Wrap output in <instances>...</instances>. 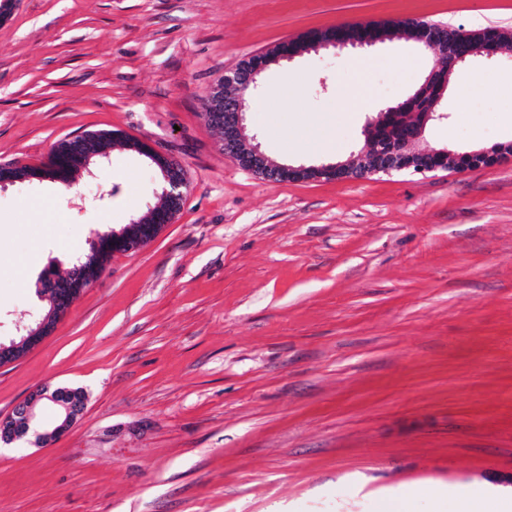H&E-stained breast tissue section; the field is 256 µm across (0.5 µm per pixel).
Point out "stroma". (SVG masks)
<instances>
[{"instance_id":"1","label":"stroma","mask_w":512,"mask_h":512,"mask_svg":"<svg viewBox=\"0 0 512 512\" xmlns=\"http://www.w3.org/2000/svg\"><path fill=\"white\" fill-rule=\"evenodd\" d=\"M408 18L512 34V0H18L0 24V165L114 130L180 163L187 189L153 241L113 255L0 367V414L46 386L87 397L51 446L0 447V512H375L396 492L439 512L441 486L512 487V158L273 183L203 118L242 59ZM438 62L401 33L309 48L262 73L246 132L284 164L352 161ZM451 81L421 148L512 143V48ZM161 190L122 140L69 189L0 188V341L47 307L45 270L66 276Z\"/></svg>"}]
</instances>
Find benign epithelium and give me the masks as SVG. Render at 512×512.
<instances>
[{"label": "benign epithelium", "mask_w": 512, "mask_h": 512, "mask_svg": "<svg viewBox=\"0 0 512 512\" xmlns=\"http://www.w3.org/2000/svg\"><path fill=\"white\" fill-rule=\"evenodd\" d=\"M389 35L382 34L373 38L359 41H338L332 37L321 40V44L332 47L341 52L343 50L369 48L384 42ZM409 38L417 45L436 50L440 55L439 67L432 70L425 78V83H441L447 86L449 74L458 66L469 63L476 57L490 59L499 52L496 38L488 35L475 49L463 54L460 52L455 39H440L435 33V24L429 21L418 20L410 26ZM307 38L294 39L285 42L292 45V50L272 51L269 53L253 55L235 67L224 72V76L214 84L209 92L205 119L207 126L219 132L224 152L242 167L254 172L270 182H278L285 177H307L315 179H349L371 175L392 174L399 172L427 173L434 172L436 168L427 164L428 158L434 155L432 151L420 148L422 131L418 130L411 135L398 140H390L374 156L360 158L362 169L356 173L347 169L345 163H329L321 165H287L279 163L260 150L254 143L255 137L246 134L245 95L260 90L259 78L272 64L280 61H292L306 52ZM85 140L97 144L96 150L90 152V157L103 163L110 157L112 149V134L97 132L82 135ZM128 144L131 150L151 160L164 170L166 186L164 193L167 199L177 205L183 202L185 196L186 180L181 166L167 154L155 149L140 140L130 139ZM471 163L476 168H491L502 160L512 156L508 146H499L494 150L479 149L467 153ZM19 166H0V186L7 184L43 181L52 178L54 168L47 163L42 166H28V175L19 179L16 170ZM177 210L173 209L162 215L153 224H148L136 236H125L120 232L112 233V252L136 253L144 248L169 224ZM100 258V242L94 241V247L85 257L77 259L71 269V287L65 289L67 300L64 304L53 306L44 312L31 315L28 323L20 328V342L12 341L8 344L0 342V365L14 363L20 360L31 349L39 345L52 332L56 321L64 315L73 302L89 287L94 279L90 275L92 264ZM46 401L57 412L54 425L47 427L38 421L35 407L38 402ZM86 407V398L82 390L74 388H56L52 391L40 389L32 397L18 405L11 412L0 414V443L10 444L31 433L36 442L42 446L52 444L64 434L76 419L82 415Z\"/></svg>", "instance_id": "benign-epithelium-1"}]
</instances>
